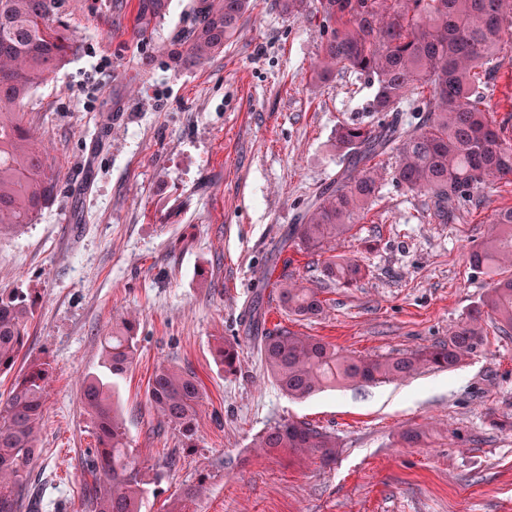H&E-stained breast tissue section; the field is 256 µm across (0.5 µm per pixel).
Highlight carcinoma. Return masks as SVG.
<instances>
[{"instance_id": "obj_1", "label": "carcinoma", "mask_w": 512, "mask_h": 512, "mask_svg": "<svg viewBox=\"0 0 512 512\" xmlns=\"http://www.w3.org/2000/svg\"><path fill=\"white\" fill-rule=\"evenodd\" d=\"M60 0H0V233L31 224L55 198L60 176L23 112L32 92L79 51L59 13ZM171 0H138L134 34L143 36L166 17ZM330 27L313 77L324 81L353 72L376 85L375 112L423 113L416 124L395 119L369 127L340 125L333 137L347 165L322 188L294 225L289 238L317 252L352 231L381 188L372 160L394 153V180L428 195L429 210L452 224L466 204L483 203L480 188L490 178L512 177V125L498 123L486 109L483 87L493 58L512 43V0H319ZM250 0H193L192 22L166 52L179 70L205 66L239 32ZM278 12L294 16L304 0H271ZM473 269L489 287L477 307L448 333V340L422 350L388 356L345 354L334 345L291 331L255 337L262 360L280 389L305 399L328 387L405 380L423 367L454 370L484 343L483 316L512 330V208L494 211L488 230L468 251ZM321 273L346 287L365 275L352 259H330ZM278 295L288 312L316 316L318 291L281 280ZM34 304L20 294L0 292V373L12 370L28 334ZM137 354L134 324L112 325L102 342L108 379L86 378L83 403L92 416L98 447L89 459L93 481L86 488L89 512H141L148 461L127 448L123 419L112 401V379L125 375ZM217 362L231 370L237 350L231 342L215 349ZM49 365L31 361L0 397V512H36L28 482L48 397ZM203 399L198 378L169 365L158 366L148 382L147 400L161 421L191 437ZM254 447L297 461L336 459V436L310 423L279 422L259 435ZM201 484L185 486L165 512H196Z\"/></svg>"}]
</instances>
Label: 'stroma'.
I'll return each mask as SVG.
<instances>
[{"label": "stroma", "mask_w": 512, "mask_h": 512, "mask_svg": "<svg viewBox=\"0 0 512 512\" xmlns=\"http://www.w3.org/2000/svg\"><path fill=\"white\" fill-rule=\"evenodd\" d=\"M62 2L81 50L28 105L59 193L36 223L0 235V291L36 302L17 369L31 358L51 369L30 485L42 512H86L96 435L83 384L104 375L101 338L124 317L136 323L138 352L114 398L130 447L154 466L142 512H164L187 484L205 488L199 512H512V430L498 425L512 417V333L488 321L484 345L456 370L303 401L276 386L254 342L286 329L387 356L447 340L487 289L467 252L493 211L512 207V182L489 180L481 206L441 224L426 194L394 181L396 155L378 157L377 198L352 237L330 247L366 269L341 287L323 278L322 256L282 239L336 178V126L386 115L371 110L366 78L313 80L328 31L318 0L297 17L254 0L237 37L193 71L174 70L160 51L187 26L190 0H171L163 23L139 38L138 0ZM493 66L484 94L500 121L512 116V45ZM270 270L318 288L322 314H289ZM222 338L239 341L230 373L215 358ZM162 363L202 383L192 437L148 407V380ZM288 420L335 433V462L254 448ZM408 428L430 435L408 445L399 438Z\"/></svg>", "instance_id": "stroma-1"}]
</instances>
